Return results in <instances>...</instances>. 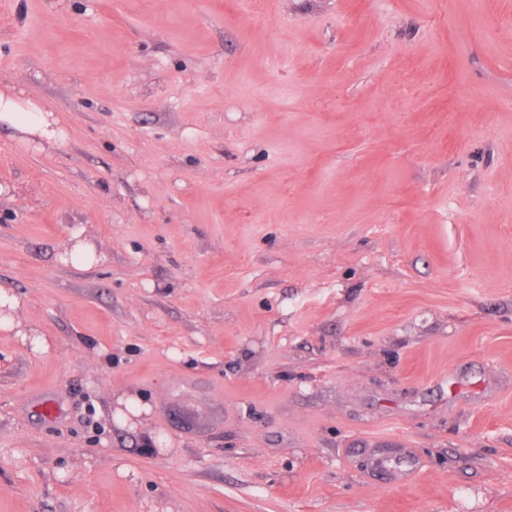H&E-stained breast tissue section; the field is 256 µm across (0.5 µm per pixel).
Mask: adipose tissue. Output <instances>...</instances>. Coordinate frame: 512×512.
Instances as JSON below:
<instances>
[{
  "mask_svg": "<svg viewBox=\"0 0 512 512\" xmlns=\"http://www.w3.org/2000/svg\"><path fill=\"white\" fill-rule=\"evenodd\" d=\"M0 123L13 127L24 140L41 139L48 142L62 139L64 133L54 113L43 111L30 99L0 91Z\"/></svg>",
  "mask_w": 512,
  "mask_h": 512,
  "instance_id": "adipose-tissue-1",
  "label": "adipose tissue"
}]
</instances>
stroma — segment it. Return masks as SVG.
<instances>
[{
  "mask_svg": "<svg viewBox=\"0 0 512 512\" xmlns=\"http://www.w3.org/2000/svg\"><path fill=\"white\" fill-rule=\"evenodd\" d=\"M5 87L0 512H512V0H0ZM1 122L16 129L25 141L38 138L51 142L64 136L53 112H44L32 99H21L6 91H0Z\"/></svg>",
  "mask_w": 512,
  "mask_h": 512,
  "instance_id": "1",
  "label": "stroma"
}]
</instances>
